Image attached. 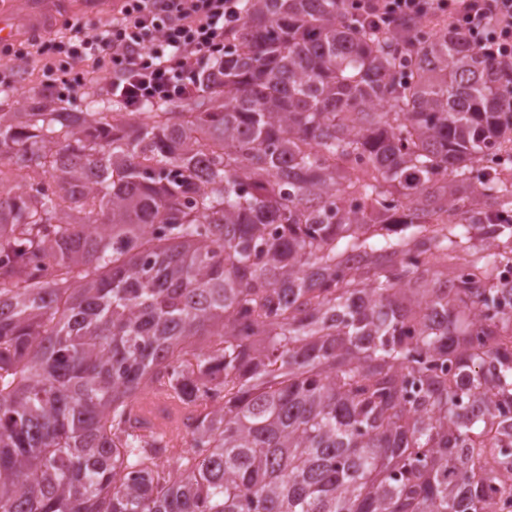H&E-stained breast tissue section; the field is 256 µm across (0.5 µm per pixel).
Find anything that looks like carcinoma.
<instances>
[{
  "label": "carcinoma",
  "mask_w": 512,
  "mask_h": 512,
  "mask_svg": "<svg viewBox=\"0 0 512 512\" xmlns=\"http://www.w3.org/2000/svg\"><path fill=\"white\" fill-rule=\"evenodd\" d=\"M239 9L185 101L0 87V512H507L512 73L426 16ZM147 390L140 396L139 404L145 410L146 416L149 417L156 429L163 433L172 448L170 455L171 467L176 465V460L183 450L187 448L186 438L179 427V412L172 401L167 399L160 393L150 392Z\"/></svg>",
  "instance_id": "cac0c4a2"
}]
</instances>
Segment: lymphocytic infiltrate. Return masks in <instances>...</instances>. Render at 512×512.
Masks as SVG:
<instances>
[{
  "instance_id": "obj_1",
  "label": "lymphocytic infiltrate",
  "mask_w": 512,
  "mask_h": 512,
  "mask_svg": "<svg viewBox=\"0 0 512 512\" xmlns=\"http://www.w3.org/2000/svg\"><path fill=\"white\" fill-rule=\"evenodd\" d=\"M239 0H123L103 26L68 21L65 34L32 39L22 49L0 46L38 70L42 87L62 99L90 86L136 109L186 100L203 68L224 60V31L239 16ZM352 15L376 27H400L425 14L447 15L471 42L512 64V0H351Z\"/></svg>"
}]
</instances>
